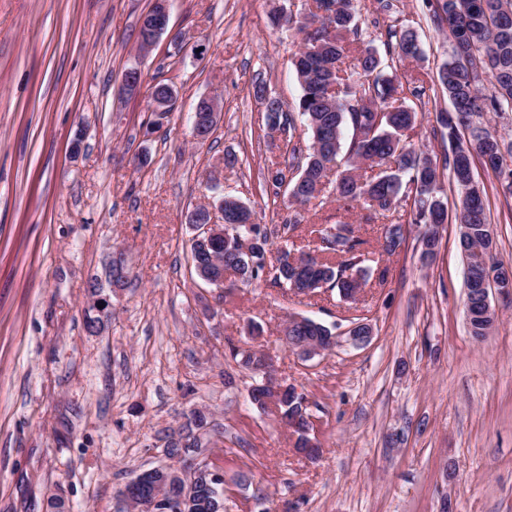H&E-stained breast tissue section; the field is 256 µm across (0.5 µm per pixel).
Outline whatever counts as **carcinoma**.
Here are the masks:
<instances>
[{"label":"carcinoma","mask_w":512,"mask_h":512,"mask_svg":"<svg viewBox=\"0 0 512 512\" xmlns=\"http://www.w3.org/2000/svg\"><path fill=\"white\" fill-rule=\"evenodd\" d=\"M316 7L335 5L334 15L324 17L313 11L298 21L305 33L304 46L293 59L301 84L297 110H288L267 85L256 82L253 96L266 102L267 126L273 132H288L287 159L267 168L275 180L266 183L273 195H279L278 178L288 171L294 177L288 187L292 200L300 206L325 196L323 183L329 182L332 165L338 164L332 193L336 199L360 203L367 211L366 221L396 209L402 198L414 194L411 223L425 227L421 255L425 260L436 257L438 226L446 220L438 163L418 154L404 139V132L417 120V113L394 103L401 100L385 60L373 47L357 48L359 40L356 0H314ZM438 17L448 24L452 51L439 71V82L454 106L456 120L439 118L448 130L452 152L468 151V161L504 152L512 157V143L505 144L487 128L486 114L512 112V0H436ZM396 39L393 48L402 59L419 56L417 35L404 30H388ZM318 42V54L308 52ZM493 80L494 94L484 97L480 76ZM303 118L311 144L303 150L296 139L297 118ZM350 142H345L347 129ZM370 160L385 167L379 174L366 178L356 163ZM460 192L455 220L459 227V245L467 265L483 255L489 270L502 265L492 254L497 232L488 221L486 189L477 178L462 180L453 176ZM253 211L237 199L224 197V219L235 224L248 222ZM255 242L243 251L233 233L216 235L207 244L191 241L193 270L203 269L217 279L230 272L244 286L267 280L275 269L272 282L305 295L321 288L337 290L342 298H351L371 278L386 279L387 269L364 265L362 246L365 241L354 235L349 224H321L314 230L320 256L294 257L286 246L274 247L264 224L251 225ZM382 249L393 255L405 242L403 225H383ZM473 319L469 333L482 337L492 329L491 319L482 317L480 300H472ZM332 330L308 317H293L285 328L286 339L324 340ZM229 355L254 375L266 374L261 350L243 351L229 347ZM275 406L282 418L297 434L295 448H307L314 429L312 415L304 396L295 386L281 385ZM193 507L190 512H212L213 503L224 498L221 483L209 475L199 476L193 484Z\"/></svg>","instance_id":"1"}]
</instances>
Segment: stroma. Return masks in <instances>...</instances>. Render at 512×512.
Listing matches in <instances>:
<instances>
[{"instance_id": "obj_1", "label": "stroma", "mask_w": 512, "mask_h": 512, "mask_svg": "<svg viewBox=\"0 0 512 512\" xmlns=\"http://www.w3.org/2000/svg\"><path fill=\"white\" fill-rule=\"evenodd\" d=\"M305 0H171L174 45L146 53L139 21L154 0H0V512H119L125 485L168 465L166 434L203 412L214 442L205 455L224 477V512H512V300L483 339L464 314L465 264L455 221L423 264L419 228L407 226L387 280L368 281L357 302L337 291L294 295L264 281L217 290L191 268L187 213L232 195L258 222L280 224L288 197L262 191L278 161L254 82L295 106L302 89L291 59L303 45L294 22ZM360 42L396 76L418 114L412 147L444 158L436 122L449 109L438 73L448 27L429 0H358ZM416 31L423 56L404 61L388 29ZM144 89L122 91L127 70ZM174 92L158 118L149 88ZM217 97L204 142L190 117ZM80 150H73V141ZM235 167L222 168L226 153ZM488 191L497 253L512 263V195L476 163ZM411 202L365 224L361 209L330 198L304 210L295 250L317 244L321 224L347 222L378 252L383 225L408 218ZM128 284L113 292V251ZM101 300L102 327L85 313ZM344 333L371 324L362 347L340 345L305 360L283 340L289 317ZM259 347L277 380L297 386L316 421L321 455L295 453L275 412L249 399L251 372L229 346Z\"/></svg>"}]
</instances>
